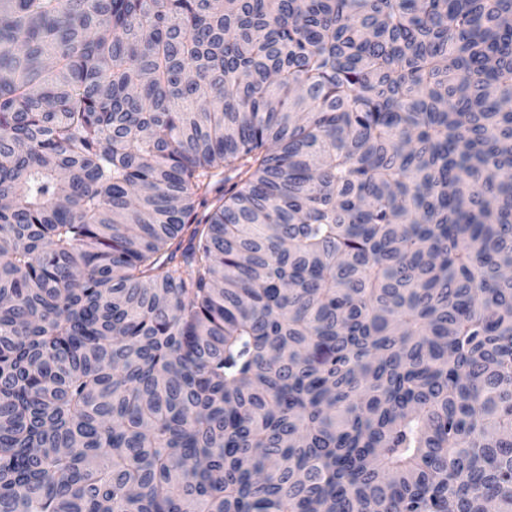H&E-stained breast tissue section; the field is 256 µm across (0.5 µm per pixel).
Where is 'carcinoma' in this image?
<instances>
[{"label":"carcinoma","instance_id":"obj_1","mask_svg":"<svg viewBox=\"0 0 512 512\" xmlns=\"http://www.w3.org/2000/svg\"><path fill=\"white\" fill-rule=\"evenodd\" d=\"M505 265L512 0H0V512H512Z\"/></svg>","mask_w":512,"mask_h":512}]
</instances>
